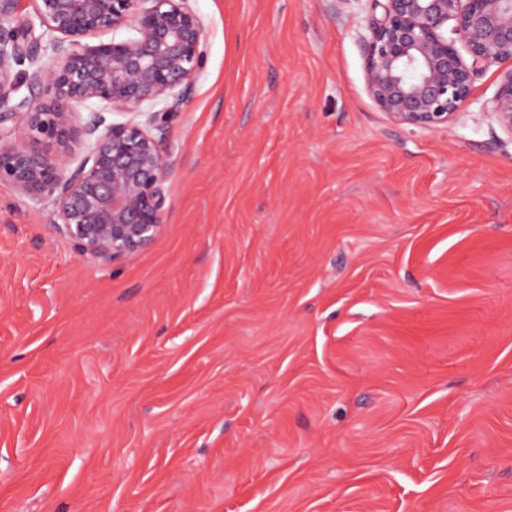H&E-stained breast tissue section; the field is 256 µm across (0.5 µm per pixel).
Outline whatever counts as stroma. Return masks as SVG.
Here are the masks:
<instances>
[{
  "mask_svg": "<svg viewBox=\"0 0 512 512\" xmlns=\"http://www.w3.org/2000/svg\"><path fill=\"white\" fill-rule=\"evenodd\" d=\"M163 225L0 181V512H512V135L365 89L368 0H192Z\"/></svg>",
  "mask_w": 512,
  "mask_h": 512,
  "instance_id": "stroma-1",
  "label": "stroma"
}]
</instances>
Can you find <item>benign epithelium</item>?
Here are the masks:
<instances>
[{"instance_id": "7a95c632", "label": "benign epithelium", "mask_w": 512, "mask_h": 512, "mask_svg": "<svg viewBox=\"0 0 512 512\" xmlns=\"http://www.w3.org/2000/svg\"><path fill=\"white\" fill-rule=\"evenodd\" d=\"M17 3L0 0V99L23 85L52 97L26 96L0 113V127L23 126L0 143V179L52 198L58 228L80 253L132 256L161 230L174 163L165 135L107 115L162 101L171 112L181 108L202 64L203 22L190 0H36L34 16L18 28L11 26ZM381 8L363 40L365 84L396 124L448 127L467 107L474 77L512 61V0H384ZM121 30L118 39L86 43ZM64 103L97 107L80 121ZM484 111L512 135V67L500 72ZM79 147L87 157L72 169Z\"/></svg>"}]
</instances>
